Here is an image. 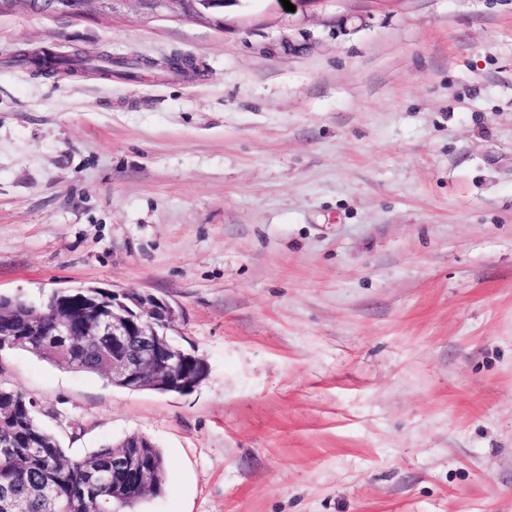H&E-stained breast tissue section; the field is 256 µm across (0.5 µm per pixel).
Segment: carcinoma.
<instances>
[{
    "label": "carcinoma",
    "instance_id": "1",
    "mask_svg": "<svg viewBox=\"0 0 512 512\" xmlns=\"http://www.w3.org/2000/svg\"><path fill=\"white\" fill-rule=\"evenodd\" d=\"M201 8L213 17V23H224V8L238 0H212ZM30 10L36 14L67 15L59 8V0H34ZM80 337L72 336L67 343L76 346L65 353L63 344L53 343L46 336H30L26 345L32 354L76 372L99 374L112 383L107 364L112 348L106 344L79 348ZM16 443V458L0 457V486L8 485L17 493V499L0 512H61L69 505L71 512H94L96 504L107 502L108 508L119 506L132 510L147 497L161 494L165 478V460L152 442L145 448H126L124 453L135 458L138 465L152 475V484L140 488L131 483L112 480V457L118 452L114 445H106L81 458L70 459L57 439L35 419L33 402L11 388L0 394V440ZM96 467L105 481L91 480L90 469Z\"/></svg>",
    "mask_w": 512,
    "mask_h": 512
}]
</instances>
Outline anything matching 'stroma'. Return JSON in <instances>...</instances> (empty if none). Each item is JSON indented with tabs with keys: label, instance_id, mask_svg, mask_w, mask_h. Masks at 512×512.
Segmentation results:
<instances>
[{
	"label": "stroma",
	"instance_id": "35a3bbf8",
	"mask_svg": "<svg viewBox=\"0 0 512 512\" xmlns=\"http://www.w3.org/2000/svg\"><path fill=\"white\" fill-rule=\"evenodd\" d=\"M87 287L169 302L206 378L0 385L70 458L149 437L140 512H512V0L0 13V297ZM138 4L143 9L144 15L146 14V11L144 9V6L147 4H150L153 6L151 9V16L152 18H159V17H176L181 19H188V20H194V21H200V16H204V12L200 11V16L196 12L195 15L192 17H187L185 15V0H137Z\"/></svg>",
	"mask_w": 512,
	"mask_h": 512
}]
</instances>
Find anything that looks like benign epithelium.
Masks as SVG:
<instances>
[{
	"mask_svg": "<svg viewBox=\"0 0 512 512\" xmlns=\"http://www.w3.org/2000/svg\"><path fill=\"white\" fill-rule=\"evenodd\" d=\"M152 5L151 16L184 19L185 0H137ZM96 291H79L75 296L59 295L47 314L33 309L18 319L0 308V322L13 323L11 336H35L51 320L57 336H108L112 338V384L140 391L146 387L159 392L193 391L205 379L207 368L199 356L176 347L168 337L178 312L166 301L151 294L112 292V310L98 318H76L81 302Z\"/></svg>",
	"mask_w": 512,
	"mask_h": 512,
	"instance_id": "7a95c632",
	"label": "benign epithelium"
}]
</instances>
